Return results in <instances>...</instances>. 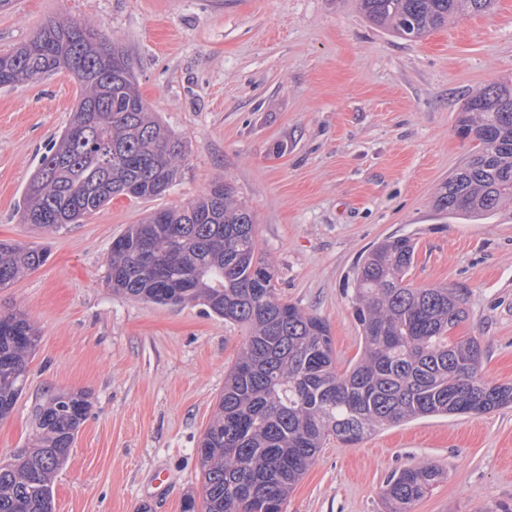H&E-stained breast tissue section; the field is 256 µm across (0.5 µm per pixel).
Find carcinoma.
Masks as SVG:
<instances>
[{
    "label": "carcinoma",
    "mask_w": 512,
    "mask_h": 512,
    "mask_svg": "<svg viewBox=\"0 0 512 512\" xmlns=\"http://www.w3.org/2000/svg\"><path fill=\"white\" fill-rule=\"evenodd\" d=\"M373 24L419 39L494 0H359ZM67 70L83 88L68 126L33 172L23 223L42 231L79 224L115 195H166L185 159L184 143L150 111L123 50L81 22L50 18L28 42L0 53V87L14 88ZM458 134L474 141L466 163L448 177L435 209L479 220L512 202V84L493 82L463 105ZM153 238L160 260L145 264ZM110 286L145 302L201 300L217 316L249 329L224 383L197 455L201 504L183 512H283L288 494L334 437L347 445L377 428L430 415L486 414L512 404V384L483 369L476 336L453 331L467 317L451 286L413 288L408 236L387 237L364 252L353 276V304L363 347L340 371L327 323L282 301L274 269L259 250L253 213L225 183L197 198L155 210L115 239ZM46 261L37 247L0 241V288ZM38 336L20 313L0 316V419L25 384ZM88 394L50 396L35 414L28 444L0 461V512H53L52 477L68 460L90 410ZM440 471L411 466L387 481L391 512L409 506L438 482Z\"/></svg>",
    "instance_id": "1"
}]
</instances>
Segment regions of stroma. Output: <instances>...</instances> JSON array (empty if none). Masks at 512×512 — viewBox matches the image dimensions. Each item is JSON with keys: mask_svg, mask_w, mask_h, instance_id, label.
<instances>
[{"mask_svg": "<svg viewBox=\"0 0 512 512\" xmlns=\"http://www.w3.org/2000/svg\"><path fill=\"white\" fill-rule=\"evenodd\" d=\"M56 16L125 50L186 159L165 196H119L82 223L39 231L22 221L24 192L82 89L64 71L0 88V240L47 252L0 288V314L24 313L39 336L0 420V459L28 442L51 393L91 401L54 475L55 512H182L185 497L202 495L197 447L248 331L199 302L129 298L107 274L113 239L218 181L254 213L278 296L327 322L339 369L361 354L357 258L408 235V283L461 289L456 335L478 337L485 374L512 384V207L476 222L434 207L472 147L456 132L458 112L512 79V0L417 41L370 24L358 0H14L0 11V52ZM421 465L443 478L411 512L512 508V405L387 425L354 445L327 440L284 510L387 512L388 479Z\"/></svg>", "mask_w": 512, "mask_h": 512, "instance_id": "obj_1", "label": "stroma"}]
</instances>
